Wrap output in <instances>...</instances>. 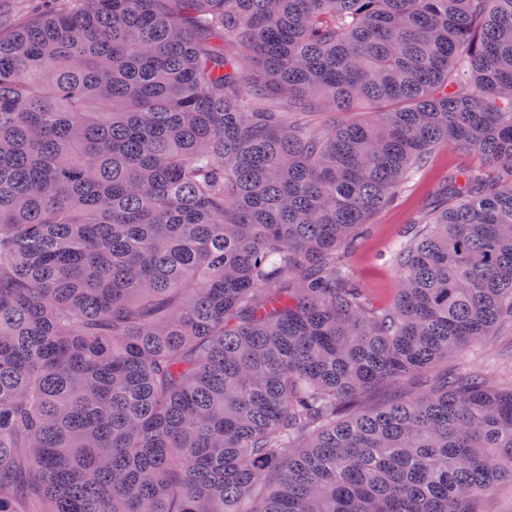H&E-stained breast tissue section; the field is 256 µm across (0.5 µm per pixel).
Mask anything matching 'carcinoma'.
Returning <instances> with one entry per match:
<instances>
[{"label":"carcinoma","instance_id":"1","mask_svg":"<svg viewBox=\"0 0 512 512\" xmlns=\"http://www.w3.org/2000/svg\"><path fill=\"white\" fill-rule=\"evenodd\" d=\"M9 2L0 512H478L512 479V382L467 370L512 321V0ZM449 143L483 165L378 303L359 230Z\"/></svg>","mask_w":512,"mask_h":512}]
</instances>
